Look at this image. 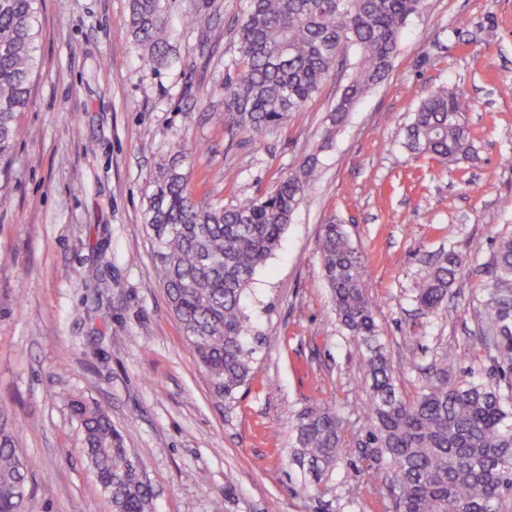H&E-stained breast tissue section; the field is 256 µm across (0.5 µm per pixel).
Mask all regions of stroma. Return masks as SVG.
Wrapping results in <instances>:
<instances>
[{"label": "stroma", "mask_w": 512, "mask_h": 512, "mask_svg": "<svg viewBox=\"0 0 512 512\" xmlns=\"http://www.w3.org/2000/svg\"><path fill=\"white\" fill-rule=\"evenodd\" d=\"M174 61L144 65L127 37L129 0H38L41 72L18 116L0 196V414L33 463L27 512H112L79 444L70 405H99L139 459L149 512H394L387 460L356 410L360 349L340 327L319 239L340 224L365 258L369 295L397 385L454 350L458 372L488 376L472 297L512 235V0H427L385 78L341 124L347 83L330 77L288 122L253 142L228 134L225 63L238 57L247 0H163ZM206 11L207 32L190 27ZM462 89L473 154L444 167L405 145L433 89ZM192 150L193 191L230 206L266 194L314 155L317 176L243 306L257 336L251 380L215 396L158 279L145 211L159 157ZM470 253L447 307L417 315L429 260ZM416 357L411 368L407 357ZM343 416L350 464L309 486L289 462L295 414ZM378 469L379 480L366 476Z\"/></svg>", "instance_id": "35a3bbf8"}]
</instances>
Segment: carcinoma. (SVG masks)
Segmentation results:
<instances>
[{"instance_id": "obj_1", "label": "carcinoma", "mask_w": 512, "mask_h": 512, "mask_svg": "<svg viewBox=\"0 0 512 512\" xmlns=\"http://www.w3.org/2000/svg\"><path fill=\"white\" fill-rule=\"evenodd\" d=\"M425 0H248L237 31L240 56L225 70L224 127L256 142L301 112L354 50L348 84L334 108L336 121L381 81L392 64L410 17ZM128 34L146 64H170L167 17L161 0H130ZM36 0H0V176L27 110L39 72ZM470 99L456 87L430 92L413 112L407 147L442 165L469 158L473 144L464 114ZM315 177V160L279 178L274 189L236 205L199 201L180 167L156 170L146 228L171 310L211 391L227 400L251 377L255 348L242 298L257 269L280 245L292 215ZM319 252L338 322L360 344L367 385L359 404L369 440L386 457L397 512H512V237L502 239L477 301L480 340L498 376L456 374L443 349L430 364L417 396L396 385L395 366L380 340L367 293L365 260L340 224H327ZM469 255L441 254L413 290L423 315L437 312ZM81 445L112 512H147L149 486L108 413L71 402ZM344 418L321 404L303 408L294 423L291 455L320 485L349 457ZM12 427L0 421V512H22L29 470Z\"/></svg>"}]
</instances>
